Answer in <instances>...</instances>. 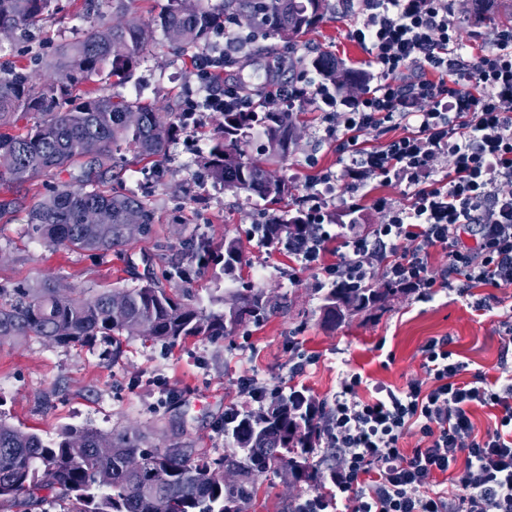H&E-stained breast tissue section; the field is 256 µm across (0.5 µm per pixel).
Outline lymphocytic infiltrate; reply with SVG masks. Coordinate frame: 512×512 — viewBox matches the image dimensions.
<instances>
[{
	"mask_svg": "<svg viewBox=\"0 0 512 512\" xmlns=\"http://www.w3.org/2000/svg\"><path fill=\"white\" fill-rule=\"evenodd\" d=\"M360 4L352 35L374 55L373 89L340 101L303 68L294 85L268 91L264 105L325 109L324 133L339 148L351 188L368 179L388 183L403 171L411 202L379 198L386 222L372 236L347 239L325 265L323 206L308 193L315 231L288 241L289 251L303 268L321 266L336 285H368L379 272L425 300L440 289L464 298L475 288L511 286L512 34L475 54L461 45L448 0ZM214 65L209 54L196 61L206 86L202 110L252 111L256 103L243 89L209 87ZM386 123L404 126L405 134L381 150L359 148L360 136ZM443 158L448 173L418 186L416 174ZM464 230L474 231V246L462 245ZM435 252L448 258L438 269L429 262ZM421 353L423 373L405 386L377 383L363 397L361 374L350 373L325 404L317 434L334 474V502L344 512H512V370L492 382L479 372L466 381L468 365L448 339H429ZM476 406L497 412L482 434L472 420ZM408 435L417 439L409 450L401 446Z\"/></svg>",
	"mask_w": 512,
	"mask_h": 512,
	"instance_id": "lymphocytic-infiltrate-1",
	"label": "lymphocytic infiltrate"
}]
</instances>
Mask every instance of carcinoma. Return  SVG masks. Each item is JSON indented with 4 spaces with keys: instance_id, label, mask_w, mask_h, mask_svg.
Masks as SVG:
<instances>
[{
    "instance_id": "carcinoma-1",
    "label": "carcinoma",
    "mask_w": 512,
    "mask_h": 512,
    "mask_svg": "<svg viewBox=\"0 0 512 512\" xmlns=\"http://www.w3.org/2000/svg\"><path fill=\"white\" fill-rule=\"evenodd\" d=\"M58 0H0V29L24 32L57 10ZM146 19L95 23L81 39L59 47L54 70L58 82L38 69H14L0 76V184L27 182L45 172L57 176L52 190L28 213L33 236L67 251H118L152 235L156 212L136 192L98 189L102 170L117 169L125 150L143 161L164 157L188 124L187 112H161L139 98L103 93L125 84L160 31L182 52L207 45L233 19L242 34L277 38L293 45L323 21L328 0H155ZM325 84L341 94L367 86L363 71L345 67L336 55L321 52L310 61ZM26 125L17 128V120ZM292 112H219L209 152L200 164L215 184L282 203L289 185L268 179L267 168L244 145L263 135L272 159L284 160L296 144ZM105 209L108 224L89 215ZM130 212L141 223L128 224ZM271 224L257 231L269 247L309 231L302 213L272 210ZM243 264L232 239L224 241V272ZM389 292L355 285L328 288L322 295L324 319L334 323L365 310ZM0 340L38 336L57 344H89L96 336L136 334L170 342L187 336L219 338L238 326L259 324L276 303L262 289L244 288L203 311L184 297L148 282L133 288L89 293L44 281L34 288H0ZM320 404L302 390L273 398L258 411L237 412L224 420V437L233 450L211 461L194 448L173 444L144 448L132 428L104 433L71 427L46 442L0 421V503L32 507L50 492L70 502L71 512H152L158 495L170 498L174 512H248L258 492V477L288 468L292 482L317 489L324 481L309 462Z\"/></svg>"
}]
</instances>
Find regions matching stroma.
I'll list each match as a JSON object with an SVG mask.
<instances>
[{"instance_id":"stroma-1","label":"stroma","mask_w":512,"mask_h":512,"mask_svg":"<svg viewBox=\"0 0 512 512\" xmlns=\"http://www.w3.org/2000/svg\"><path fill=\"white\" fill-rule=\"evenodd\" d=\"M331 11L294 46L276 43L281 58L278 78L295 80V58L305 60L329 48L348 66L376 75L373 55L356 42L351 32L360 21L356 0H330ZM83 0L65 5L48 18L34 40L0 42V62L28 61L38 56L47 65L55 48L80 37L93 15L111 17L112 0H93L90 14H82ZM450 8L460 36L469 50H491L499 32L511 22L489 24L475 19L469 0H451ZM195 60L179 54L164 38H156L144 62L131 79L143 101L168 112L183 109L188 88L194 86ZM214 116L202 113L199 127L183 131L171 144L161 174L146 186L133 174L146 165L129 160L117 176H104V189L122 192L146 189L158 222L151 238L132 242L120 252H68L55 249L29 233L28 211L49 191L54 179L38 176L23 184L0 186V201L16 200L11 212L0 216V288L35 285L45 280L85 291L131 288L144 278L177 288L200 308L239 288H261L278 306L262 323H245L228 336H202L174 342L121 336H100L87 345H61L31 336L0 341V420L44 440L68 427H92L116 432L133 426L147 446L173 443L223 456L224 413L255 410L242 388L246 377L259 375L269 386L287 391L307 390L315 400L332 401L342 373H361L368 383L400 388L421 375L422 345L446 337L470 372L487 377L512 368V342L498 329L495 311H477L465 299L436 293L430 300L415 294L388 296L376 307L354 312L328 324L316 292L323 277L318 270L302 269L284 247L269 248L252 234L264 220L268 204L255 196L213 184L197 159L208 150ZM300 137L288 159L270 163V171L288 180L289 209L303 204L309 181L324 171L335 176L328 193V212L335 222L324 228L333 244L372 233L384 215L374 206L377 198L407 203L409 189L402 177L391 183L368 180L359 190L346 188L347 179L335 143L323 136L325 118L312 106L302 108ZM208 238L215 261L198 264L183 249L189 238ZM235 240L245 263L225 275L222 254L225 240ZM189 268L186 280H166L172 264ZM315 358L304 373H294L293 349ZM254 512H288V502L313 494L306 483L287 484L283 475L270 473L258 480Z\"/></svg>"}]
</instances>
